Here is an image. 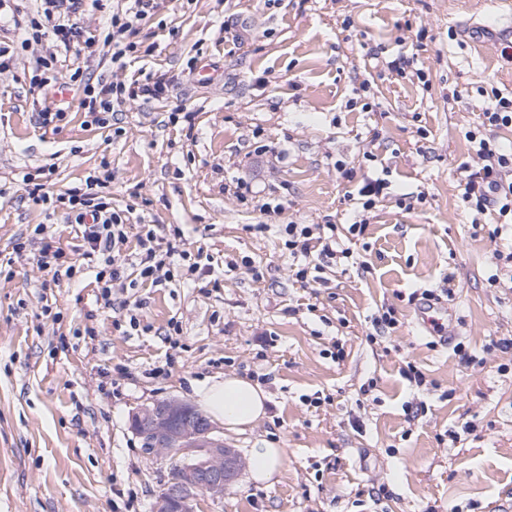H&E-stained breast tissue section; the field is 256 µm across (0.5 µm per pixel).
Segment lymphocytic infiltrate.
I'll return each mask as SVG.
<instances>
[{"label":"lymphocytic infiltrate","mask_w":512,"mask_h":512,"mask_svg":"<svg viewBox=\"0 0 512 512\" xmlns=\"http://www.w3.org/2000/svg\"><path fill=\"white\" fill-rule=\"evenodd\" d=\"M84 0H42V12L29 16L22 29L23 42H41L53 39L58 47L71 49L80 33L70 21ZM160 7L159 0H122L113 8L103 39L113 65L123 66L125 58L136 52L133 37L142 21L153 16ZM55 57L37 58L31 82L42 89H80L79 107L84 126L106 128L111 115L129 100L161 97L167 83L156 79L148 83L93 80L89 74L74 70L63 75L57 70ZM512 128V96L492 91L482 112L481 123L467 130L473 161L464 165L461 201L464 208L477 213L495 211L500 219L512 220V148L500 143L496 130ZM23 189L34 204H42L63 212L67 223L81 233L86 249L83 256L95 270V282L102 298H109L112 288L120 283L124 266L120 252L128 241H135L140 276L155 277L163 269H185L187 275L206 274L210 264L194 260L191 253L182 250L181 231H174L166 243H159L150 226H143L136 238H129L127 211L114 208L110 180L106 177H88L85 187H72L56 195H49L44 183L32 174H24ZM284 246L289 256L298 259L294 274L297 281L308 282L310 276L326 267L344 264L351 259L349 249L340 247L338 227L334 224H289L284 228Z\"/></svg>","instance_id":"lymphocytic-infiltrate-1"}]
</instances>
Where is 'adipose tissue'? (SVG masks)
<instances>
[{"mask_svg":"<svg viewBox=\"0 0 512 512\" xmlns=\"http://www.w3.org/2000/svg\"><path fill=\"white\" fill-rule=\"evenodd\" d=\"M195 396L212 418L232 432L245 431L263 417L269 400L258 383L234 374L202 383Z\"/></svg>","mask_w":512,"mask_h":512,"instance_id":"ef3b65f1","label":"adipose tissue"}]
</instances>
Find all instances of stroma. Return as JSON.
<instances>
[{
    "label": "stroma",
    "instance_id": "1",
    "mask_svg": "<svg viewBox=\"0 0 512 512\" xmlns=\"http://www.w3.org/2000/svg\"><path fill=\"white\" fill-rule=\"evenodd\" d=\"M112 4L72 15L95 43L68 52L49 39L21 47L0 14V46L16 53L0 72V512H152L173 461L146 454L131 413L192 401L227 374L258 382L269 402L225 442L247 458L265 440L284 458L273 485L242 473L223 498L201 495L198 512H512V373L498 370L512 351L489 347L512 336V293L488 282L498 216H472L459 187L480 88L512 94V37L496 27L512 0H164L119 69L101 46ZM52 53L65 73L173 83L163 98L124 103L106 129L83 126L71 92L47 132L37 113L48 100L30 77ZM400 56L426 82L392 70ZM205 59L224 78L202 88L186 69ZM186 111L194 127L170 123ZM49 167L54 194L110 173L113 207L160 237L180 227L185 250L211 257L210 275L154 284L132 258L107 302L88 268L53 280L37 263L43 245L81 263L84 241L16 182ZM366 175L389 183L349 243L367 268L297 282L285 225L353 223L348 194ZM239 178L253 191L244 201ZM425 289L446 295L448 333L480 365L415 329L409 297ZM126 300L139 309L127 313ZM385 306L399 323L368 343ZM409 361L429 385L404 379ZM316 393L321 406L306 405ZM412 404L425 408L414 419Z\"/></svg>",
    "mask_w": 512,
    "mask_h": 512
}]
</instances>
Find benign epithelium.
<instances>
[{"label": "benign epithelium", "mask_w": 512, "mask_h": 512, "mask_svg": "<svg viewBox=\"0 0 512 512\" xmlns=\"http://www.w3.org/2000/svg\"><path fill=\"white\" fill-rule=\"evenodd\" d=\"M130 423L148 453L178 458L175 474L155 497L153 512H197L200 494L223 497L224 488L245 469L244 458L224 443L209 418L178 398L140 407Z\"/></svg>", "instance_id": "benign-epithelium-1"}]
</instances>
